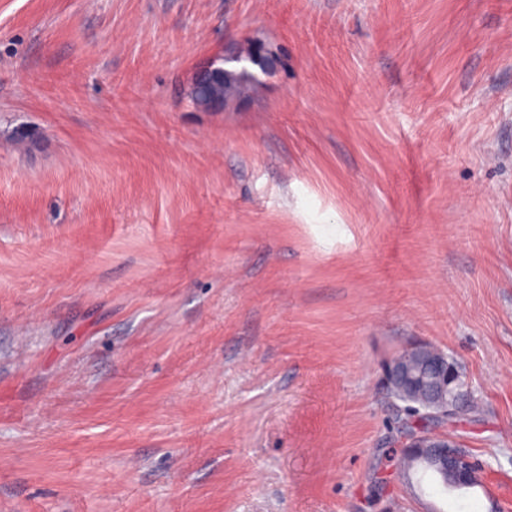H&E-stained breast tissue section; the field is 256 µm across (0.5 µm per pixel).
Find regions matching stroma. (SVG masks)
Wrapping results in <instances>:
<instances>
[{"instance_id":"35a3bbf8","label":"stroma","mask_w":512,"mask_h":512,"mask_svg":"<svg viewBox=\"0 0 512 512\" xmlns=\"http://www.w3.org/2000/svg\"><path fill=\"white\" fill-rule=\"evenodd\" d=\"M415 341L467 492L385 457ZM0 512H512V0H0ZM256 56L243 60L238 54H224L213 57L193 77L189 94L193 98L195 108L205 111H224L229 106L225 100L226 82L231 70L248 69L243 62L256 66L262 73L267 74L276 69L281 63L277 50L264 43H255ZM235 70L227 82L229 92L234 97L248 98L255 89L257 79L247 70ZM421 351H425L429 354L425 366L427 374L431 377L429 385L434 386L436 390H448V385L457 384L459 385V402L467 401L469 398V390L463 389V386L459 384V368L448 361V352L434 345L418 343L407 348L404 355Z\"/></svg>"}]
</instances>
